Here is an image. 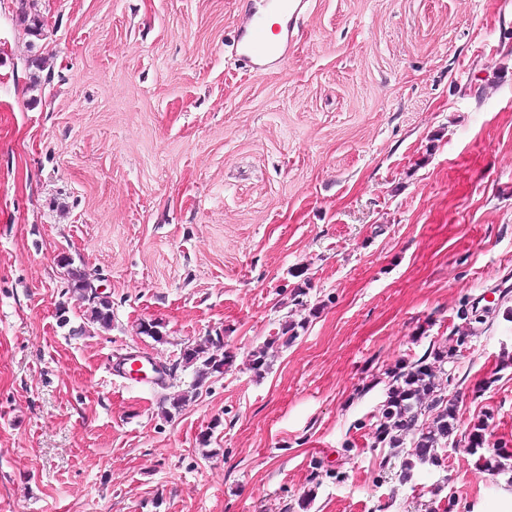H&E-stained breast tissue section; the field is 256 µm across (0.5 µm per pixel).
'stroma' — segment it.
Segmentation results:
<instances>
[{"label":"stroma","instance_id":"35a3bbf8","mask_svg":"<svg viewBox=\"0 0 512 512\" xmlns=\"http://www.w3.org/2000/svg\"><path fill=\"white\" fill-rule=\"evenodd\" d=\"M241 10L0 0V512H500L512 474L459 441L485 417L512 455V0H308L265 73ZM482 295L458 427L401 480L389 370ZM216 332L233 361L193 388L180 351ZM135 351L174 377H112ZM65 267L67 268L68 288L77 297L87 302V320L91 324H95L103 331L112 328V302L107 296L95 294V286L88 275L80 269L69 267L72 263L69 259L63 258Z\"/></svg>","mask_w":512,"mask_h":512}]
</instances>
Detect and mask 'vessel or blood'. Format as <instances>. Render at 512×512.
I'll list each match as a JSON object with an SVG mask.
<instances>
[{"mask_svg":"<svg viewBox=\"0 0 512 512\" xmlns=\"http://www.w3.org/2000/svg\"><path fill=\"white\" fill-rule=\"evenodd\" d=\"M307 0H264L263 9H250L241 15L232 42V52L252 69L262 72L287 63L296 24ZM282 16L277 42H270L263 21L264 12ZM112 375L122 380L162 384L166 374L161 363L147 355L129 353L110 364Z\"/></svg>","mask_w":512,"mask_h":512,"instance_id":"b4317fda","label":"vessel or blood"}]
</instances>
